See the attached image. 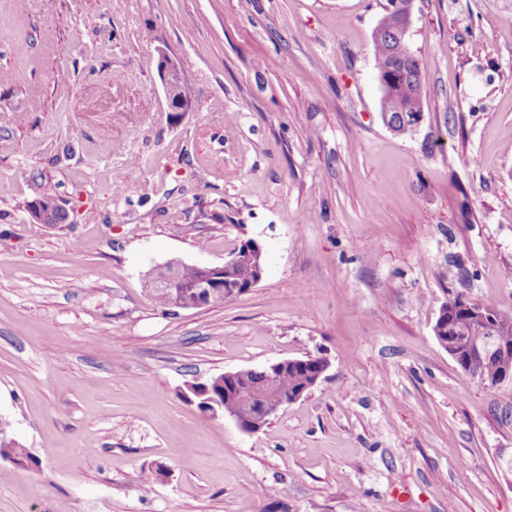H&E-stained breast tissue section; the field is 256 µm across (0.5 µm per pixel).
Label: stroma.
<instances>
[{"instance_id": "stroma-1", "label": "stroma", "mask_w": 512, "mask_h": 512, "mask_svg": "<svg viewBox=\"0 0 512 512\" xmlns=\"http://www.w3.org/2000/svg\"><path fill=\"white\" fill-rule=\"evenodd\" d=\"M386 0H0V512H512V381L438 343L512 316V0H415L413 133L380 117ZM168 53L193 108L170 111ZM69 212L34 224L38 188ZM258 242L162 312L148 271ZM321 355L257 433L187 386ZM248 251L242 242L241 245L232 252L235 261L234 266L232 258H229L225 260L224 264L221 266H196L200 270V273L192 264H184L180 261L166 262L151 270L149 273L148 286L150 291L153 288H165L171 295L172 307L179 309H195L205 306L211 302L213 298L222 295L223 288H226L224 289V299H229L233 296L237 288H240L242 285H244V288L250 289L262 280V249L258 243L250 240ZM252 253L256 257V264L253 268ZM182 264L184 265L179 270L178 278L177 271ZM157 267H164L169 270L165 278L157 279L153 276L154 270ZM232 269L233 276L240 278L238 284L235 286L230 284L235 278H233L232 275H228V273L232 272ZM244 277H247L246 281L243 280ZM199 279V283L194 286L192 290H182L178 285L179 280L183 285L188 286L196 283ZM452 307L453 303L446 302L443 305L437 318V323L433 329L434 335L443 347L447 346L449 350L453 348V343L451 342H454L457 336H461L464 331L471 328L472 321L470 320V315L471 319L474 321L472 333L471 336H465L463 342L467 344L466 353L471 360H484L485 357H488L493 352L494 348H497L500 344H504V341L501 342L500 336H494L503 318L499 315L494 316L482 308L472 309L470 315L468 314L469 311H465V309H460L454 313L449 320L450 336H446L445 318L448 314V310ZM466 353H461L457 360H455V352L452 353V356L465 373H467V370L470 371V376L476 378L487 388L491 389L494 388L495 385L497 386L506 381H512V372L509 370L512 369L511 343L510 346L506 345L505 348L498 349L493 356L472 367L465 361ZM8 427L9 423L7 421H0V457L16 465H25L28 462H33L24 448L16 440L8 436Z\"/></svg>"}]
</instances>
